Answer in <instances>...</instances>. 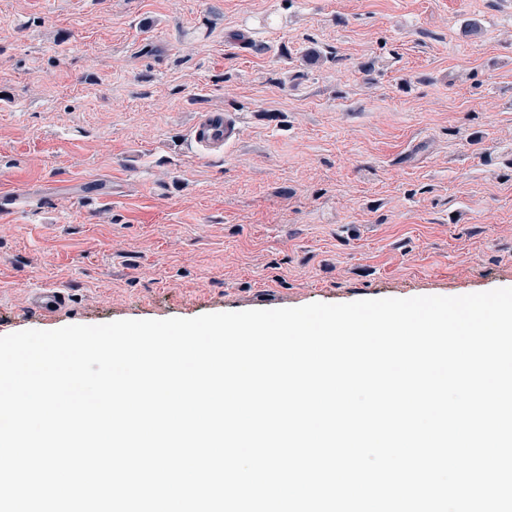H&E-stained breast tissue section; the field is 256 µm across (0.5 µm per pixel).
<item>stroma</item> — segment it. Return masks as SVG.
<instances>
[{
	"label": "stroma",
	"instance_id": "35a3bbf8",
	"mask_svg": "<svg viewBox=\"0 0 512 512\" xmlns=\"http://www.w3.org/2000/svg\"><path fill=\"white\" fill-rule=\"evenodd\" d=\"M0 180V336L512 287V0H0ZM240 138V127L229 113L202 112L190 127V139L204 153H223ZM68 296L62 288H32L27 292V305L44 320H52L67 307Z\"/></svg>",
	"mask_w": 512,
	"mask_h": 512
}]
</instances>
